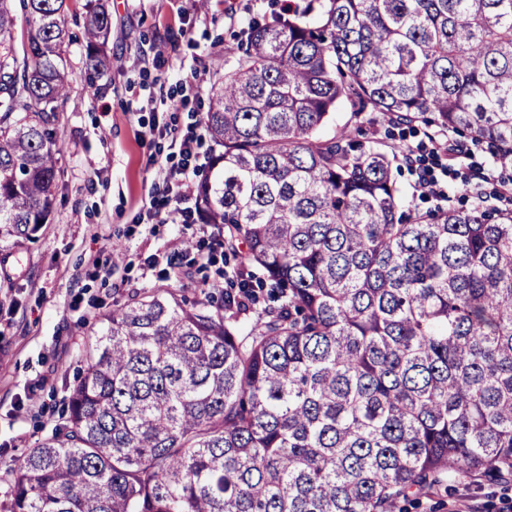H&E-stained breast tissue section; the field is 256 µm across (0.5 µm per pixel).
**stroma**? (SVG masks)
Returning a JSON list of instances; mask_svg holds the SVG:
<instances>
[{"instance_id": "35a3bbf8", "label": "stroma", "mask_w": 512, "mask_h": 512, "mask_svg": "<svg viewBox=\"0 0 512 512\" xmlns=\"http://www.w3.org/2000/svg\"><path fill=\"white\" fill-rule=\"evenodd\" d=\"M85 0H68L67 48L72 78L59 114L57 192L49 224L32 241L0 245V512L8 501L1 477L51 434L86 368L103 313L139 291L178 288L187 303L218 282L224 250L214 224H156L139 218L165 175H177V138L194 133L202 153L212 142L207 111L214 61L241 46L246 18L280 10L283 0H104L112 16L107 52L112 70L88 92L83 66ZM358 143L412 149L399 183L420 210L468 209L478 197L504 207L512 166L494 163L486 144L448 134L456 155L435 148L436 128L405 138L387 134L376 112H340ZM438 194L418 195L421 175ZM512 481L461 479L424 498L418 512H505Z\"/></svg>"}]
</instances>
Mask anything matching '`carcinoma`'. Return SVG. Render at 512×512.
<instances>
[{
    "label": "carcinoma",
    "instance_id": "cac0c4a2",
    "mask_svg": "<svg viewBox=\"0 0 512 512\" xmlns=\"http://www.w3.org/2000/svg\"><path fill=\"white\" fill-rule=\"evenodd\" d=\"M66 0H0V237L48 223ZM88 87L112 17L86 0ZM216 64L193 187L236 287L104 315L7 512H402L512 474V209L403 218L399 153L320 131L347 106L467 131L512 164V0H292ZM257 323L239 327L240 316Z\"/></svg>",
    "mask_w": 512,
    "mask_h": 512
}]
</instances>
